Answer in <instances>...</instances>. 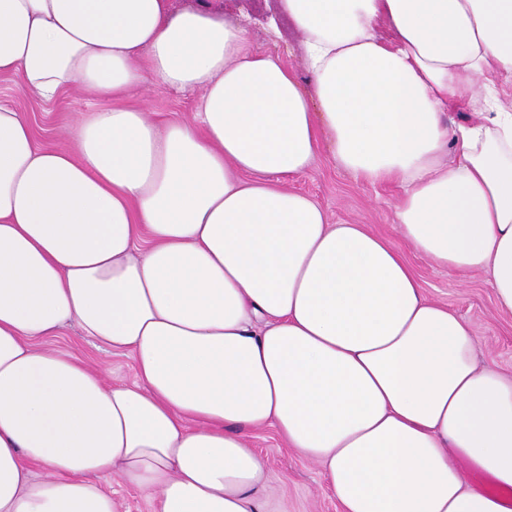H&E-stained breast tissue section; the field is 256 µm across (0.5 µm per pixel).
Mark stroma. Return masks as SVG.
<instances>
[{
	"instance_id": "obj_1",
	"label": "stroma",
	"mask_w": 512,
	"mask_h": 512,
	"mask_svg": "<svg viewBox=\"0 0 512 512\" xmlns=\"http://www.w3.org/2000/svg\"><path fill=\"white\" fill-rule=\"evenodd\" d=\"M222 2L225 17L244 19L249 40L255 47L279 55L295 71L301 84H309L310 76L301 65L298 38L275 34L274 23L263 7L264 0ZM199 98L196 90L174 91L144 85L119 99L118 104L145 109L153 120L165 124L190 119ZM0 101L11 102L23 113L38 144L60 148L71 147L72 130L81 114L102 105L101 100L82 99L71 93L47 104L26 93L18 79L6 75H0ZM286 186L288 190L314 198L331 222L365 225L394 246L402 247L427 296L471 323L479 339V360L512 374V314L496 308L493 291L483 274L448 271L411 248L403 247L393 222L394 205L400 196L397 185L355 181L325 153L313 171L287 181ZM47 343L99 369L107 381L131 383L136 379L130 355L99 347L92 339L82 336L77 324L65 326L58 335L49 337ZM249 445L270 473L269 485L263 493L270 512H339L321 467L287 447L274 428L253 430Z\"/></svg>"
}]
</instances>
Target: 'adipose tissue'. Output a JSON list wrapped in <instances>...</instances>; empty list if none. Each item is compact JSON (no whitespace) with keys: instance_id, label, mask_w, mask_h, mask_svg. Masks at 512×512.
Instances as JSON below:
<instances>
[{"instance_id":"adipose-tissue-1","label":"adipose tissue","mask_w":512,"mask_h":512,"mask_svg":"<svg viewBox=\"0 0 512 512\" xmlns=\"http://www.w3.org/2000/svg\"><path fill=\"white\" fill-rule=\"evenodd\" d=\"M274 4L310 87L219 10L0 0V75L43 100L202 92L162 128L96 109L71 151L0 101V512H123L112 475L157 512H264V426L341 512H512V376L400 249L284 186L325 151L399 185L405 244L512 313V0ZM72 322L136 381L48 347Z\"/></svg>"}]
</instances>
